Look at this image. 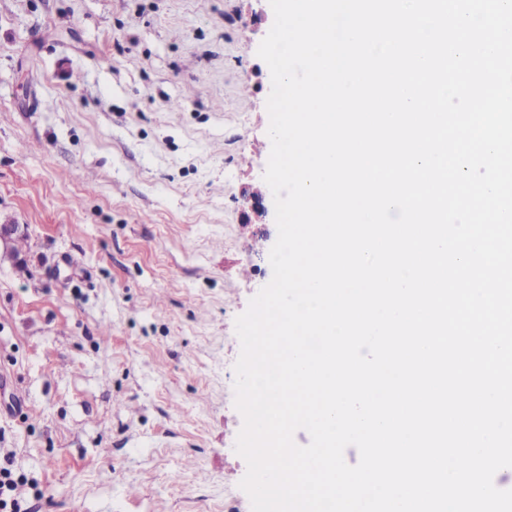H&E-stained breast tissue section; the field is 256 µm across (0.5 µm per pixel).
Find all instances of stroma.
<instances>
[{"mask_svg": "<svg viewBox=\"0 0 512 512\" xmlns=\"http://www.w3.org/2000/svg\"><path fill=\"white\" fill-rule=\"evenodd\" d=\"M269 0H0V448L30 512L243 496L235 319L272 278Z\"/></svg>", "mask_w": 512, "mask_h": 512, "instance_id": "35a3bbf8", "label": "stroma"}]
</instances>
